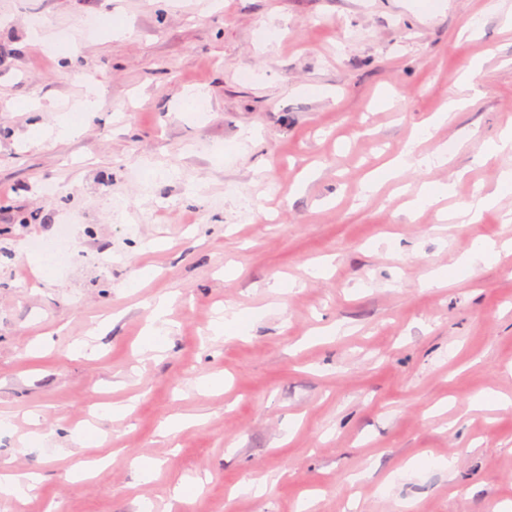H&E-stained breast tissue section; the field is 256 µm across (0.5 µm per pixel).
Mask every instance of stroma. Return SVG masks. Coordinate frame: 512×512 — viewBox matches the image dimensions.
I'll use <instances>...</instances> for the list:
<instances>
[{"label":"stroma","instance_id":"35a3bbf8","mask_svg":"<svg viewBox=\"0 0 512 512\" xmlns=\"http://www.w3.org/2000/svg\"><path fill=\"white\" fill-rule=\"evenodd\" d=\"M490 2L0 0V469L40 476L0 512H512V252L425 285L480 236L512 240V194L479 224L407 208L512 169L483 156L512 125V23ZM34 20L78 65L27 45ZM91 81L102 109L72 126ZM66 218L81 258L52 270L26 243ZM228 307L242 336L214 332ZM489 391L508 406L476 408ZM90 424L103 444L73 443ZM413 159V146L409 145L400 155L370 173L364 184L365 191L370 193L378 191L383 184L395 178L401 170L410 166ZM451 191L450 184H427L417 193L416 198L407 203L412 210L418 207L431 206L446 198Z\"/></svg>","mask_w":512,"mask_h":512}]
</instances>
